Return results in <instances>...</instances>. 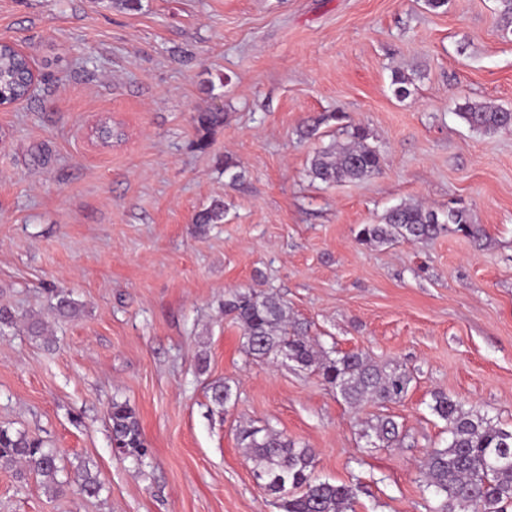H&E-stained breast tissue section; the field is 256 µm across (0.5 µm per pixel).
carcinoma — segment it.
Masks as SVG:
<instances>
[{"label":"carcinoma","instance_id":"obj_1","mask_svg":"<svg viewBox=\"0 0 512 512\" xmlns=\"http://www.w3.org/2000/svg\"><path fill=\"white\" fill-rule=\"evenodd\" d=\"M26 64L9 42L0 43V89L21 95L20 68ZM458 115L469 127L486 134L512 131V111L481 103L458 106ZM202 132L198 146H206V133L224 124L221 110L202 112L197 117ZM382 155L368 142V135L353 128L349 143L331 145L313 156L310 173L326 184L360 180L380 172ZM224 220V203L214 201L194 217L196 224H219ZM453 230L472 238L483 229L472 223L463 208L440 214L422 205L400 204L388 210L378 224H363L357 238L366 243H424ZM51 311L73 317L76 307L63 291L52 295ZM224 313L241 326L247 353L258 359L288 360L318 372L324 383L336 390L350 407L385 403L402 398L410 377L396 369L386 370L363 351H326L304 336L300 323L291 319L288 305L270 295L239 291L224 301ZM432 412L446 423L448 442L430 450L420 465L424 488L437 500L432 512H508L512 508V429L507 430L476 407H465L445 392L433 394ZM112 445L124 457L140 464L147 449L135 410L125 401L112 400L109 408ZM374 437L384 447L396 445L402 430L397 421L380 416L372 426ZM240 444L253 462V473L282 512H355L359 487L335 484L315 474L314 449L299 445L267 426L239 432ZM17 463L38 475L46 488L62 494L68 482L59 479L56 453L42 442L22 433L0 429V466ZM75 478L81 492L96 497L102 484L84 465Z\"/></svg>","mask_w":512,"mask_h":512}]
</instances>
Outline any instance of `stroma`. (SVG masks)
Here are the masks:
<instances>
[{"mask_svg": "<svg viewBox=\"0 0 512 512\" xmlns=\"http://www.w3.org/2000/svg\"><path fill=\"white\" fill-rule=\"evenodd\" d=\"M0 40L40 74L0 108V307L15 317L0 332V427L103 485L57 496L0 467V512H281L239 445L248 424L315 448L320 478L359 484L355 512H431L420 462L448 439L433 393L512 428V132L456 112L512 110L498 0H0ZM214 108L224 123L200 136ZM105 120L120 132L107 144ZM346 123L368 131L381 172L312 180ZM215 199L223 223L196 228ZM404 202L466 207L483 235L357 240ZM52 288L78 317L50 311ZM247 289L284 301L325 348L406 371L407 394L354 409L314 371L248 357L224 314ZM34 313L47 335L28 332ZM217 382L232 390L222 407ZM116 399L137 413L142 463L113 451ZM379 416L401 445L368 444ZM458 115L469 127L486 134L512 131V111L502 107L481 103H465L458 106Z\"/></svg>", "mask_w": 512, "mask_h": 512, "instance_id": "1", "label": "stroma"}]
</instances>
